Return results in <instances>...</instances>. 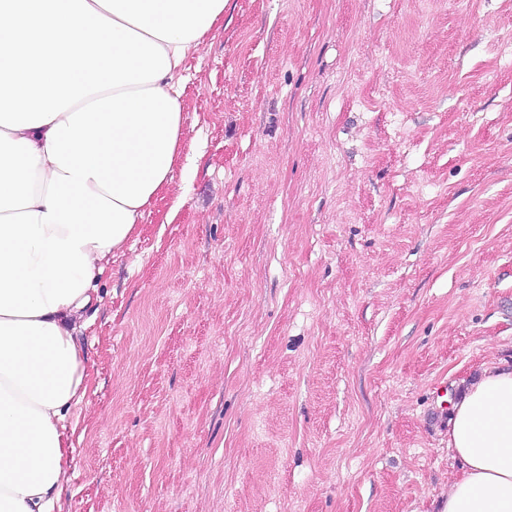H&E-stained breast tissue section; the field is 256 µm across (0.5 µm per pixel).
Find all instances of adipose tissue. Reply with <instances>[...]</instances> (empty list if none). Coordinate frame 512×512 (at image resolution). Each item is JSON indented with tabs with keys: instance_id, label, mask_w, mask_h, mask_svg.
Instances as JSON below:
<instances>
[{
	"instance_id": "obj_1",
	"label": "adipose tissue",
	"mask_w": 512,
	"mask_h": 512,
	"mask_svg": "<svg viewBox=\"0 0 512 512\" xmlns=\"http://www.w3.org/2000/svg\"><path fill=\"white\" fill-rule=\"evenodd\" d=\"M225 0H0V512H55L77 336L114 253L166 193L183 64ZM441 512H512V368L453 398Z\"/></svg>"
}]
</instances>
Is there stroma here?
Returning <instances> with one entry per match:
<instances>
[{
	"mask_svg": "<svg viewBox=\"0 0 512 512\" xmlns=\"http://www.w3.org/2000/svg\"><path fill=\"white\" fill-rule=\"evenodd\" d=\"M511 37L512 0H226L60 512H440L444 398L512 365Z\"/></svg>",
	"mask_w": 512,
	"mask_h": 512,
	"instance_id": "stroma-1",
	"label": "stroma"
}]
</instances>
